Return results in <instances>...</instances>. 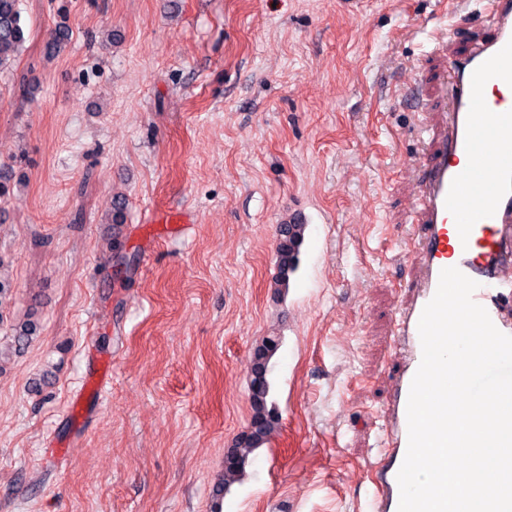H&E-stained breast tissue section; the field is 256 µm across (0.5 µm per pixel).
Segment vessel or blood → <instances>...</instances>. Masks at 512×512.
<instances>
[{
    "label": "vessel or blood",
    "mask_w": 512,
    "mask_h": 512,
    "mask_svg": "<svg viewBox=\"0 0 512 512\" xmlns=\"http://www.w3.org/2000/svg\"><path fill=\"white\" fill-rule=\"evenodd\" d=\"M487 35L449 56L450 108L415 200L418 276L395 319L393 347L402 369L386 407L384 464L367 469V512H398L397 473L408 445L407 400L422 347L418 322L442 269L477 281L473 293L496 328L512 335V0H478Z\"/></svg>",
    "instance_id": "vessel-or-blood-1"
}]
</instances>
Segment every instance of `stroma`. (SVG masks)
<instances>
[{"instance_id": "obj_1", "label": "stroma", "mask_w": 512, "mask_h": 512, "mask_svg": "<svg viewBox=\"0 0 512 512\" xmlns=\"http://www.w3.org/2000/svg\"><path fill=\"white\" fill-rule=\"evenodd\" d=\"M20 8L27 40L0 73V512H210L269 336L279 426L222 512H363L414 277L413 85H436L434 28L460 52L485 17L456 0ZM171 208L193 217L182 232L153 221ZM299 211L278 288L276 227ZM99 356L96 395L81 385ZM71 38V28L66 21L58 23L49 33L45 44V53L48 57H54L67 46ZM289 223V224H288ZM308 220L302 213L282 223L280 228L281 241L279 243L278 229L276 228L277 244L279 243L277 256L278 274L275 278L277 286H288L290 274H293L300 263V248L304 240V232Z\"/></svg>"}]
</instances>
